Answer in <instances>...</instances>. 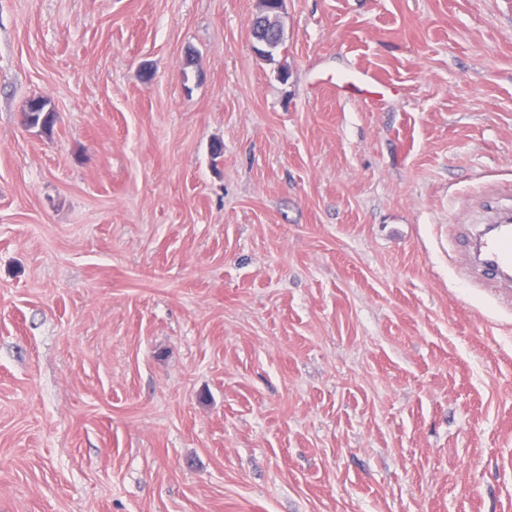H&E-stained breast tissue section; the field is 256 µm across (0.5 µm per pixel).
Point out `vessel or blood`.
<instances>
[{
    "mask_svg": "<svg viewBox=\"0 0 512 512\" xmlns=\"http://www.w3.org/2000/svg\"><path fill=\"white\" fill-rule=\"evenodd\" d=\"M463 241L461 278L469 287L486 289L498 303L512 307V206L497 208L492 222L466 225Z\"/></svg>",
    "mask_w": 512,
    "mask_h": 512,
    "instance_id": "b4317fda",
    "label": "vessel or blood"
}]
</instances>
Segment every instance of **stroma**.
<instances>
[{"instance_id":"1","label":"stroma","mask_w":512,"mask_h":512,"mask_svg":"<svg viewBox=\"0 0 512 512\" xmlns=\"http://www.w3.org/2000/svg\"><path fill=\"white\" fill-rule=\"evenodd\" d=\"M253 11L0 0V512H512V0ZM285 0H256L253 18H258L262 23L267 25V19L272 24L278 25L280 17L284 9ZM496 219L465 225L464 257L458 272L471 288H485L512 307V206L496 209Z\"/></svg>"}]
</instances>
